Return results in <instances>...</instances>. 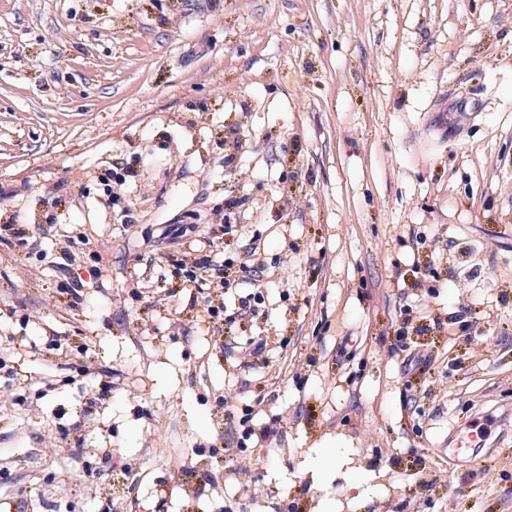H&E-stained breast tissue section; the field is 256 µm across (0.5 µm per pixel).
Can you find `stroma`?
<instances>
[{
  "label": "stroma",
  "instance_id": "stroma-1",
  "mask_svg": "<svg viewBox=\"0 0 512 512\" xmlns=\"http://www.w3.org/2000/svg\"><path fill=\"white\" fill-rule=\"evenodd\" d=\"M4 224L0 512H512V0H0ZM191 225L234 285L163 302ZM250 253L260 312L215 327ZM83 344L115 384L89 415Z\"/></svg>",
  "mask_w": 512,
  "mask_h": 512
}]
</instances>
